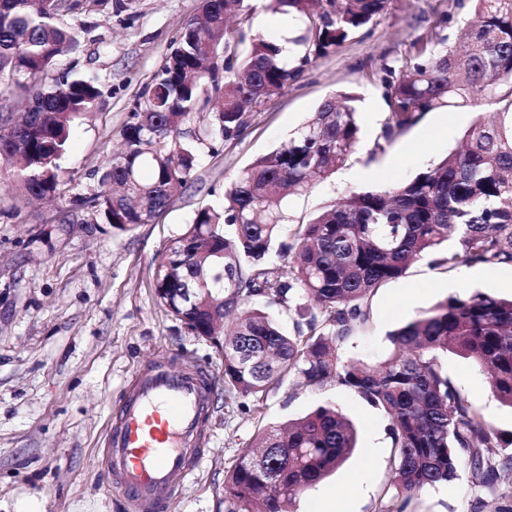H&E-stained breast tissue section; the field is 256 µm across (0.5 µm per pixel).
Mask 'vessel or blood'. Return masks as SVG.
Returning a JSON list of instances; mask_svg holds the SVG:
<instances>
[{"label":"vessel or blood","instance_id":"vessel-or-blood-1","mask_svg":"<svg viewBox=\"0 0 512 512\" xmlns=\"http://www.w3.org/2000/svg\"><path fill=\"white\" fill-rule=\"evenodd\" d=\"M213 371L155 365L139 372L106 441L111 488L127 512H159L163 491L178 490L199 461L201 419Z\"/></svg>","mask_w":512,"mask_h":512}]
</instances>
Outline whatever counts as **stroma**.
<instances>
[{
    "label": "stroma",
    "instance_id": "35a3bbf8",
    "mask_svg": "<svg viewBox=\"0 0 512 512\" xmlns=\"http://www.w3.org/2000/svg\"><path fill=\"white\" fill-rule=\"evenodd\" d=\"M125 2L126 9L110 17L72 12L59 18L75 41L43 84L84 78L102 92L97 107L73 124L59 195L24 203L16 166L0 160V512H125L107 484L104 448L134 374L159 362L224 373L211 344L157 304L154 258L199 207L220 203L238 172L287 141L325 98L357 94L360 143L346 167L291 202L298 221L351 192L414 178L457 147L478 116L512 112V102L497 95L430 112L375 153L388 112L387 68L402 70L414 43L456 36L470 16L455 0H390L356 38L253 107L238 141L206 140L176 204L156 223L127 234L82 200L97 191L101 168L200 0ZM475 289L512 296V267L445 272L424 261L412 264L371 298L368 327L349 343L348 356L380 360L391 350L388 332L447 296ZM447 370L469 403L500 430L512 431V409L497 401L472 361L449 356ZM327 401L356 422L359 446L297 499L294 512H375L391 483L388 417L336 383L306 387L289 379L259 400L216 385L203 454L184 486L168 495L164 512H224V476L262 428ZM507 493L503 486H475L464 469L457 480L422 492L410 512H494Z\"/></svg>",
    "mask_w": 512,
    "mask_h": 512
}]
</instances>
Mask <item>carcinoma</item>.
Listing matches in <instances>:
<instances>
[{"label":"carcinoma","mask_w":512,"mask_h":512,"mask_svg":"<svg viewBox=\"0 0 512 512\" xmlns=\"http://www.w3.org/2000/svg\"><path fill=\"white\" fill-rule=\"evenodd\" d=\"M58 0H0V98L20 90L28 107L0 117V159L18 158L23 196L54 197L64 183L60 160L73 122L101 91L75 79L48 89L51 69L72 33L58 24ZM302 23L296 65L263 36L247 48L250 0H202L184 24L154 86L123 130V149L84 200L124 233L151 224L181 196L204 139L189 129L198 114L210 132L232 142L250 109L295 79L312 60L350 41L389 0H268ZM476 22L458 41L417 45L413 64L386 81L389 112L383 142L425 114L469 107L481 97H512V0H471ZM343 94L323 100L278 148L243 168L222 204L197 209L192 222L157 257L159 305L192 333L224 332L213 345L224 360V385L259 399L287 376L308 386L334 382L390 419L392 483L377 512H407L428 488L459 477L512 486V432L497 429L448 378L447 353L473 360L490 390L512 408V298L481 291L450 295L389 333L393 353L375 363L345 356L347 341L369 321V301L420 259L447 272L462 265H512V114L477 120L456 150L407 182L352 192L294 223L288 202L308 195L356 152L360 125ZM290 231L293 256L271 277L265 262ZM265 297L295 309V334L256 308ZM305 299L309 304L296 303ZM354 423L335 405L269 426L224 476L225 512H291L297 497L344 463L357 447ZM499 448L501 456L490 455Z\"/></svg>","instance_id":"obj_1"}]
</instances>
